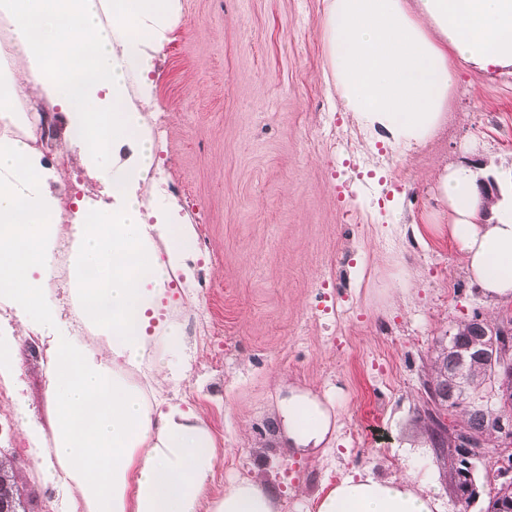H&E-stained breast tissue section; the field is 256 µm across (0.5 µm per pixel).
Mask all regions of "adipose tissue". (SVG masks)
Here are the masks:
<instances>
[{
    "label": "adipose tissue",
    "instance_id": "obj_1",
    "mask_svg": "<svg viewBox=\"0 0 512 512\" xmlns=\"http://www.w3.org/2000/svg\"><path fill=\"white\" fill-rule=\"evenodd\" d=\"M179 10V0H0V303L22 330L49 336L50 428L26 421L21 431L33 452L50 447L45 480L70 490L66 512H200L220 464L202 414L160 396L177 377L182 338L158 310L171 281L192 272L195 227L139 190L155 161L141 114ZM324 31L343 110L409 152L443 120L453 58L512 65V0H329ZM34 92L64 116L58 156L79 152L113 199L81 202L68 225L65 187L36 146ZM440 197L472 281L489 298L512 299V204L481 198L461 167L446 169ZM150 210L160 222L146 223ZM62 263L92 340L60 325L50 292ZM283 413L296 447L334 430L310 393L292 394ZM275 498L245 480L214 512H275ZM316 512L440 510L411 475L356 470L320 495Z\"/></svg>",
    "mask_w": 512,
    "mask_h": 512
}]
</instances>
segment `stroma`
I'll use <instances>...</instances> for the list:
<instances>
[{"label": "stroma", "instance_id": "stroma-1", "mask_svg": "<svg viewBox=\"0 0 512 512\" xmlns=\"http://www.w3.org/2000/svg\"><path fill=\"white\" fill-rule=\"evenodd\" d=\"M155 59L157 170L186 223L201 225L176 322L186 369L163 394L203 414L223 461L209 496L243 479L278 491L277 512H316L320 492L370 469L412 474L442 512H485L512 443L474 461L478 498L458 502L427 430L425 387L439 342L481 314L512 312L469 281L448 235L445 167L512 169V66L454 61L445 121L403 152L361 128L325 82L327 0H180ZM47 341L23 337L0 381V455L21 468L30 512L64 498L45 483L19 414L48 427ZM308 391L336 414L329 443L287 444L282 401Z\"/></svg>", "mask_w": 512, "mask_h": 512}]
</instances>
